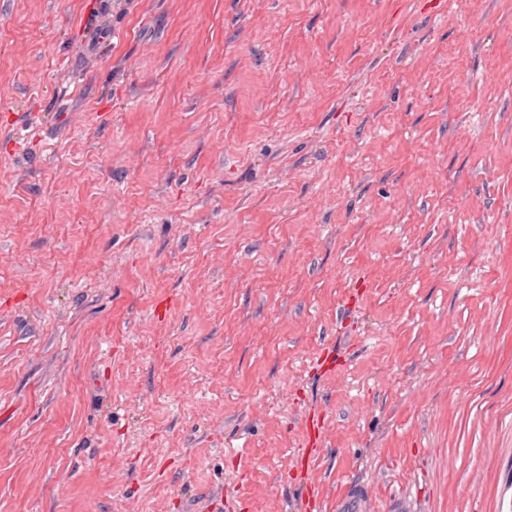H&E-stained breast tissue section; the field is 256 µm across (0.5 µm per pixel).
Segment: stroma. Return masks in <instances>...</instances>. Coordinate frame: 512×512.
Listing matches in <instances>:
<instances>
[{
  "mask_svg": "<svg viewBox=\"0 0 512 512\" xmlns=\"http://www.w3.org/2000/svg\"><path fill=\"white\" fill-rule=\"evenodd\" d=\"M427 3L0 0V512H499L512 0ZM373 499L365 485L349 486L346 492L336 500V512H375Z\"/></svg>",
  "mask_w": 512,
  "mask_h": 512,
  "instance_id": "35a3bbf8",
  "label": "stroma"
}]
</instances>
